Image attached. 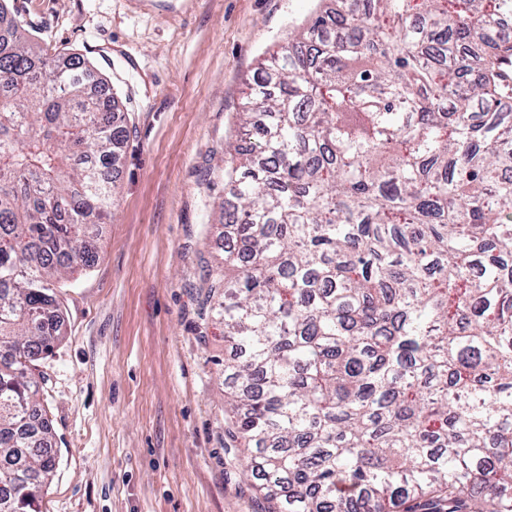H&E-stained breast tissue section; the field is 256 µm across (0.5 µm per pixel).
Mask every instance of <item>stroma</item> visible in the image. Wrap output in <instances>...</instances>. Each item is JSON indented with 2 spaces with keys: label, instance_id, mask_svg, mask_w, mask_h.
I'll return each instance as SVG.
<instances>
[{
  "label": "stroma",
  "instance_id": "35a3bbf8",
  "mask_svg": "<svg viewBox=\"0 0 512 512\" xmlns=\"http://www.w3.org/2000/svg\"><path fill=\"white\" fill-rule=\"evenodd\" d=\"M51 53L92 62L128 129L98 260L59 284L38 360L59 468L41 512H270L224 419L215 175L248 80L316 0H0Z\"/></svg>",
  "mask_w": 512,
  "mask_h": 512
}]
</instances>
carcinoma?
Segmentation results:
<instances>
[{
	"label": "carcinoma",
	"mask_w": 512,
	"mask_h": 512,
	"mask_svg": "<svg viewBox=\"0 0 512 512\" xmlns=\"http://www.w3.org/2000/svg\"><path fill=\"white\" fill-rule=\"evenodd\" d=\"M0 512L59 465L36 361L127 127L0 5ZM512 0H332L224 143V414L276 512H512Z\"/></svg>",
	"instance_id": "carcinoma-1"
}]
</instances>
